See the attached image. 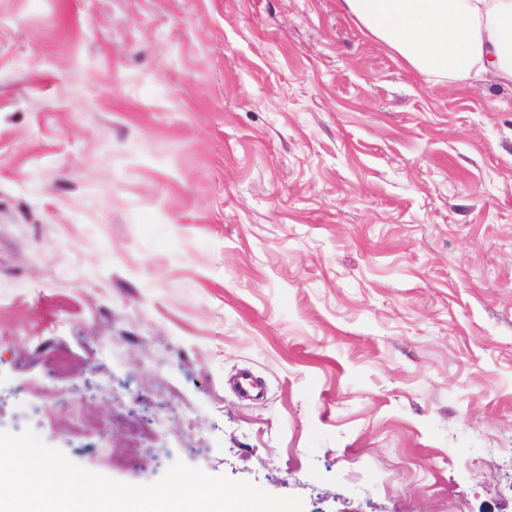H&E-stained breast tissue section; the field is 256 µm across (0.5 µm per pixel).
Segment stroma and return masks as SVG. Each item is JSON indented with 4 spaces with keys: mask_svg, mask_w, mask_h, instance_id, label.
Wrapping results in <instances>:
<instances>
[{
    "mask_svg": "<svg viewBox=\"0 0 512 512\" xmlns=\"http://www.w3.org/2000/svg\"><path fill=\"white\" fill-rule=\"evenodd\" d=\"M27 427L129 484L512 512V82L421 73L342 0H0Z\"/></svg>",
    "mask_w": 512,
    "mask_h": 512,
    "instance_id": "1",
    "label": "stroma"
}]
</instances>
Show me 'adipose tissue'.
I'll list each match as a JSON object with an SVG mask.
<instances>
[{
    "label": "adipose tissue",
    "mask_w": 512,
    "mask_h": 512,
    "mask_svg": "<svg viewBox=\"0 0 512 512\" xmlns=\"http://www.w3.org/2000/svg\"><path fill=\"white\" fill-rule=\"evenodd\" d=\"M343 5L420 72L456 80L491 65L512 81V0H343Z\"/></svg>",
    "instance_id": "ef3b65f1"
}]
</instances>
